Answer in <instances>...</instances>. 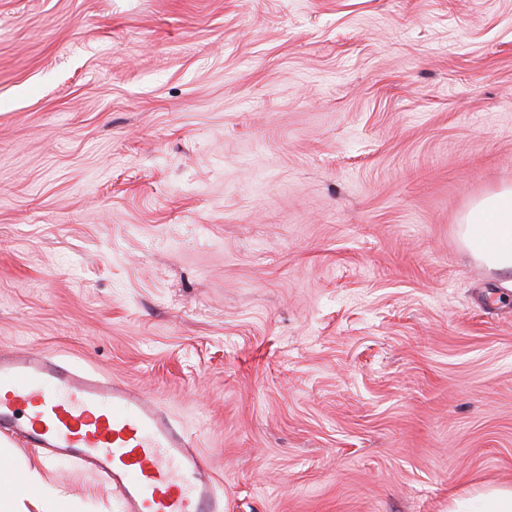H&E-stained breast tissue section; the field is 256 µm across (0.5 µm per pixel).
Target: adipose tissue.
I'll return each instance as SVG.
<instances>
[{
    "label": "adipose tissue",
    "instance_id": "1",
    "mask_svg": "<svg viewBox=\"0 0 512 512\" xmlns=\"http://www.w3.org/2000/svg\"><path fill=\"white\" fill-rule=\"evenodd\" d=\"M459 236L476 262L512 276V186L498 188L476 201L461 219ZM448 512H512V485L453 498Z\"/></svg>",
    "mask_w": 512,
    "mask_h": 512
}]
</instances>
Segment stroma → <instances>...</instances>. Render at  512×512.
I'll return each mask as SVG.
<instances>
[{"label":"stroma","mask_w":512,"mask_h":512,"mask_svg":"<svg viewBox=\"0 0 512 512\" xmlns=\"http://www.w3.org/2000/svg\"><path fill=\"white\" fill-rule=\"evenodd\" d=\"M502 185L512 0H0V350L154 395L225 512L512 483ZM9 446L24 512H122ZM459 236L476 262L489 271L512 276V186L476 201L459 223Z\"/></svg>","instance_id":"obj_1"}]
</instances>
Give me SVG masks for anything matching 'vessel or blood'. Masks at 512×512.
Instances as JSON below:
<instances>
[{
	"instance_id": "obj_1",
	"label": "vessel or blood",
	"mask_w": 512,
	"mask_h": 512,
	"mask_svg": "<svg viewBox=\"0 0 512 512\" xmlns=\"http://www.w3.org/2000/svg\"><path fill=\"white\" fill-rule=\"evenodd\" d=\"M0 433L87 468L124 512H224L191 438L149 394L54 357L0 352Z\"/></svg>"
}]
</instances>
